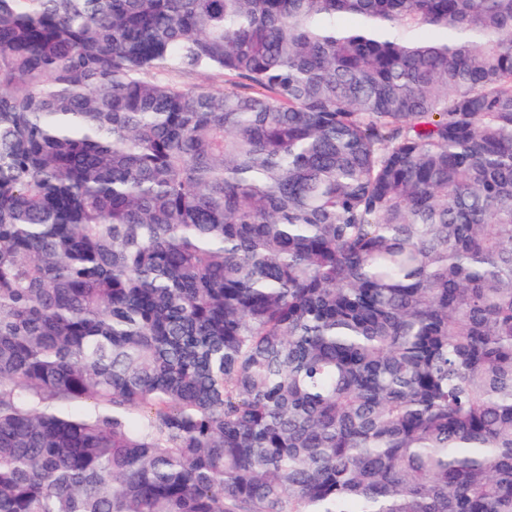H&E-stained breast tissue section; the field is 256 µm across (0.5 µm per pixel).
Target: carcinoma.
<instances>
[{
  "label": "carcinoma",
  "instance_id": "cac0c4a2",
  "mask_svg": "<svg viewBox=\"0 0 512 512\" xmlns=\"http://www.w3.org/2000/svg\"><path fill=\"white\" fill-rule=\"evenodd\" d=\"M0 512H512V0H0Z\"/></svg>",
  "mask_w": 512,
  "mask_h": 512
}]
</instances>
